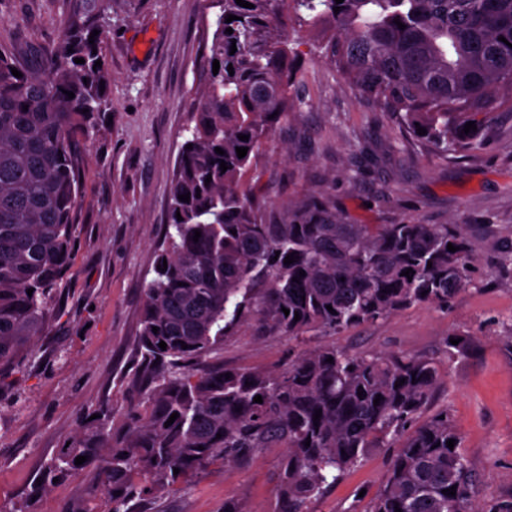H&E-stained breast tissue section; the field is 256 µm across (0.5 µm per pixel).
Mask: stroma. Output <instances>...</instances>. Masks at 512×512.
<instances>
[{
	"label": "stroma",
	"instance_id": "1",
	"mask_svg": "<svg viewBox=\"0 0 512 512\" xmlns=\"http://www.w3.org/2000/svg\"><path fill=\"white\" fill-rule=\"evenodd\" d=\"M76 0H0V44L20 67L52 51ZM212 0H111L91 11L112 80L105 107L83 137L80 205L72 263L53 292L52 321L0 395V512H69L90 503L87 468L38 489L46 463L83 433L100 404L109 429L125 425L137 400L135 359L143 290L165 236L168 189L191 125L189 103L203 81ZM293 74L295 105L277 125L276 149L256 155L254 196L267 214L289 218L320 202L346 224H461L476 262L472 283L447 308L416 306L335 336L295 340L240 325L215 355L227 368L276 369L300 350L335 343L351 353L434 358L440 382L425 415L447 410L481 501L512 493V365L503 336L512 324V91L502 90L482 149L440 155L398 115L352 90L324 41L301 31ZM469 332L480 348L449 357L446 336ZM392 449L361 464L308 512H365ZM282 449L244 467H208L191 482L143 502L144 512H274Z\"/></svg>",
	"mask_w": 512,
	"mask_h": 512
}]
</instances>
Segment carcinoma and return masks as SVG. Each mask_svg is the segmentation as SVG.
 Here are the masks:
<instances>
[{
  "label": "carcinoma",
  "instance_id": "1",
  "mask_svg": "<svg viewBox=\"0 0 512 512\" xmlns=\"http://www.w3.org/2000/svg\"><path fill=\"white\" fill-rule=\"evenodd\" d=\"M247 2L253 7L223 0L207 77L194 92V127L185 141L192 148L181 149L175 166L165 243L154 260L167 269L154 270L144 290L137 408L112 436L105 433L108 409L99 408L88 438L61 449L47 475L73 476L95 465L106 512H135L136 498L210 466L283 448L278 512H306L368 449L386 444L395 452L366 512H512V495L477 500L448 410L420 419L439 378L432 358L350 354L329 344L274 370L206 365L243 323L295 339L335 335L414 306L446 308L471 284L475 258L461 224H341L316 203L274 222L247 194L256 152L294 104L288 23L331 32L327 47L349 85L399 114L411 133L426 129L423 138L446 155L479 148L499 90L512 89V0ZM230 14L238 19L226 22ZM100 59L79 13L50 56L20 78L0 45V393L13 388L12 370L48 326V299L70 263L80 136L103 110L100 82L111 80L95 66ZM469 121L477 130L466 134ZM238 147L247 148L245 157ZM187 193L189 201L178 199ZM291 253L295 262L287 265ZM408 268L415 271L410 279L402 275ZM452 338L445 339L450 356L466 357L478 343L469 333ZM257 395L263 403L253 402ZM78 456L87 460L77 465ZM453 486L454 496L447 493Z\"/></svg>",
  "mask_w": 512,
  "mask_h": 512
}]
</instances>
